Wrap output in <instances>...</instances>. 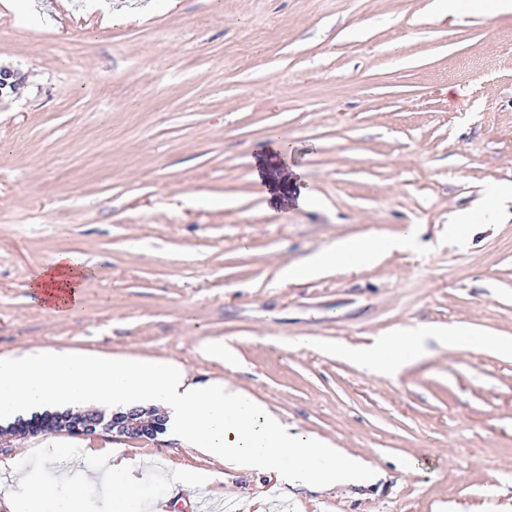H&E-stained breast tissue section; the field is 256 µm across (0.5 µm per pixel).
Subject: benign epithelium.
<instances>
[{"instance_id": "7a95c632", "label": "benign epithelium", "mask_w": 512, "mask_h": 512, "mask_svg": "<svg viewBox=\"0 0 512 512\" xmlns=\"http://www.w3.org/2000/svg\"><path fill=\"white\" fill-rule=\"evenodd\" d=\"M56 423L66 427L76 436L116 433L132 439H154L161 433L157 419L142 417V411L132 409L126 413L104 417L95 411L66 413L57 417Z\"/></svg>"}]
</instances>
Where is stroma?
Returning <instances> with one entry per match:
<instances>
[{
  "label": "stroma",
  "mask_w": 512,
  "mask_h": 512,
  "mask_svg": "<svg viewBox=\"0 0 512 512\" xmlns=\"http://www.w3.org/2000/svg\"><path fill=\"white\" fill-rule=\"evenodd\" d=\"M0 355L172 360L232 380L384 476L322 491L231 470L171 433L54 438L149 467L169 512H512V353H433L393 378L330 344L458 323L512 337V205L467 246L456 213L512 186V14L438 0H0ZM292 151L278 201L253 178ZM378 265L290 283L285 265L371 231ZM89 268L58 315L29 280ZM223 342L214 360L203 346ZM209 472L190 494L180 478ZM286 150L287 144L274 141L268 144L255 160L254 179L256 182L262 184V187L265 189L264 194L274 201L276 199L273 193L277 191V183L271 177L270 173L273 169L278 167L279 160L285 158Z\"/></svg>",
  "instance_id": "1"
}]
</instances>
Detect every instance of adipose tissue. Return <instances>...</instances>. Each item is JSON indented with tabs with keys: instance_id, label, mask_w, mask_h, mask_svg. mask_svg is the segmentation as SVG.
I'll return each mask as SVG.
<instances>
[{
	"instance_id": "1",
	"label": "adipose tissue",
	"mask_w": 512,
	"mask_h": 512,
	"mask_svg": "<svg viewBox=\"0 0 512 512\" xmlns=\"http://www.w3.org/2000/svg\"><path fill=\"white\" fill-rule=\"evenodd\" d=\"M512 194L486 188L474 212L459 215L448 237L464 242L475 218L501 215ZM413 231L397 236L382 231L359 239H344L327 251L285 267L283 276L302 282L337 265L359 270L377 264L389 252L404 248ZM88 271L80 256L58 254L31 280L36 300L54 313L78 303ZM451 351L492 346L512 352V339L471 333L460 324L421 326L407 333L374 337L367 345H333L336 356L371 373L393 377L428 353L429 343ZM104 408L158 407L170 429L189 447L221 464L243 471L279 472L290 483L322 488L375 483L380 474L361 456L329 441L295 430L281 422L265 404L225 381L193 382L177 363L147 357L88 356L78 352L38 348L0 356V422H11L45 409L71 411ZM80 477L63 476L46 485L30 474L42 457L25 452L0 461V471L14 479L0 495L5 503L21 500L22 512H82L99 481L108 485L111 512H144L148 497L144 477L106 452L82 455Z\"/></svg>"
}]
</instances>
